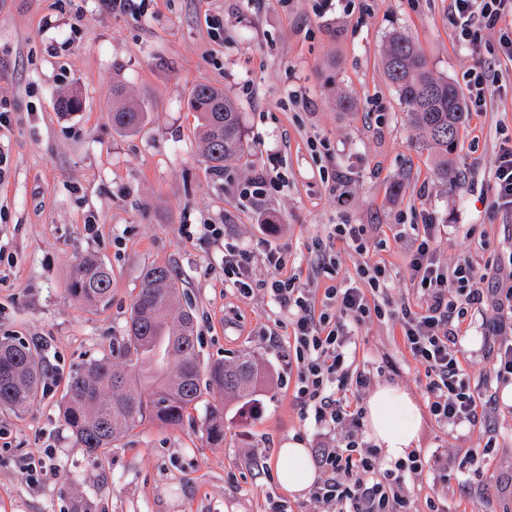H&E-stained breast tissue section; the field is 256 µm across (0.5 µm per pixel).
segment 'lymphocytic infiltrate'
<instances>
[{
  "mask_svg": "<svg viewBox=\"0 0 512 512\" xmlns=\"http://www.w3.org/2000/svg\"><path fill=\"white\" fill-rule=\"evenodd\" d=\"M449 12L473 54L483 50V30L494 28L499 33V57L512 61V0H450ZM492 180V207L512 211L511 140L499 147ZM440 234L439 225L419 227L409 268L422 303L416 308L401 307L394 319L405 345L424 369L430 414L443 426L462 429L489 423L498 409L495 398L475 394L462 366L464 350L458 329L470 308L484 305L493 311L485 326V343L496 351V382H512V261L493 270L491 288H474L469 260L451 268L440 264ZM266 260L275 274L259 281L252 276L246 252L225 248L224 279L245 296L255 288H265L290 316L299 378L297 397L323 431L314 454L323 478L311 491L313 501L323 512H407L405 477L422 476L428 463L415 455L396 462L392 469L378 471L379 450L365 439L363 411L358 405L367 379L350 376L347 365L351 324L386 315L375 298L387 286V266L362 265L360 285L342 288L332 284L318 296L299 287L296 276L285 275L287 259L282 252L267 251Z\"/></svg>",
  "mask_w": 512,
  "mask_h": 512,
  "instance_id": "1",
  "label": "lymphocytic infiltrate"
}]
</instances>
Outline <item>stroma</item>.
<instances>
[{
  "label": "stroma",
  "mask_w": 512,
  "mask_h": 512,
  "mask_svg": "<svg viewBox=\"0 0 512 512\" xmlns=\"http://www.w3.org/2000/svg\"><path fill=\"white\" fill-rule=\"evenodd\" d=\"M313 5L146 0L132 15L103 0H0V92L11 102L10 123L0 127V336L36 343L48 365L27 412L0 410V512H271L276 503L320 512L308 493L284 491L272 468L284 442L311 449L318 434L296 401L288 317L263 291L246 297L225 284V246L249 253L257 279L271 276L265 253L277 247L288 273L319 292L326 279L312 274L313 241L336 224L364 225V251L336 241V279L356 286L360 265L385 263L388 312L420 302L403 226L442 225L441 262L469 259L479 275L512 255V213L490 206L494 156L512 138V91L468 113L456 171L444 181L381 63L387 37L402 30L430 69L466 94L479 60L459 39L449 0H333L320 13ZM214 17L220 29H212ZM118 83L147 108L139 132L112 126ZM200 83L234 101L249 146L247 162L220 173L203 162L189 105ZM335 90L356 109L334 107ZM72 92L82 111L59 112L58 98ZM262 173L275 186L257 210L241 189ZM209 224L224 225V240L208 236ZM87 252L112 269L104 309L69 291L76 259ZM154 264L178 279L201 360L255 354L267 386L245 407L204 391L182 424L142 422L95 459L62 420L66 380L89 355L121 342L142 273ZM489 314L469 310L460 329L463 366L481 392L494 365L482 340ZM354 332L351 372L408 392L421 414L420 455L456 467L469 449L496 440L469 490L409 479V512H427L434 495L447 512H512V403H500L493 433L443 427L394 319H371ZM217 405L224 439L212 443L205 421ZM38 453L48 457L47 475L25 469Z\"/></svg>",
  "instance_id": "obj_1"
}]
</instances>
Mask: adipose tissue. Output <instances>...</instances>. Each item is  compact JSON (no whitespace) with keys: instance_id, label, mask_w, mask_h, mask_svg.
I'll use <instances>...</instances> for the list:
<instances>
[{"instance_id":"obj_1","label":"adipose tissue","mask_w":512,"mask_h":512,"mask_svg":"<svg viewBox=\"0 0 512 512\" xmlns=\"http://www.w3.org/2000/svg\"><path fill=\"white\" fill-rule=\"evenodd\" d=\"M367 423L374 443L382 448L388 461L406 458L419 439L420 412L407 392L396 385H384L370 397ZM275 476L279 484L291 492H301L317 478L308 461V450L298 441H290L277 449Z\"/></svg>"}]
</instances>
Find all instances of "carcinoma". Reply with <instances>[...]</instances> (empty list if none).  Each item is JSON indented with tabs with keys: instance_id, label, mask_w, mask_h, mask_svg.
I'll return each mask as SVG.
<instances>
[{
	"instance_id": "1",
	"label": "carcinoma",
	"mask_w": 512,
	"mask_h": 512,
	"mask_svg": "<svg viewBox=\"0 0 512 512\" xmlns=\"http://www.w3.org/2000/svg\"><path fill=\"white\" fill-rule=\"evenodd\" d=\"M383 70L396 88L412 126L437 158V174L446 181L458 151L466 119L454 85L433 74L417 44L401 31L388 37ZM190 105L198 113L199 139L207 168L244 160V140L234 103L219 89L197 85ZM144 104L127 100L116 87L109 118L112 126L136 132L144 124ZM112 270L94 254L78 257L70 292L94 306L111 301ZM178 280L162 265L144 271L130 309L126 336L110 355H92L69 376L62 416L79 446L99 457L130 428L145 421L178 425L208 388L246 406L261 391L266 371L259 359L242 353L232 361L214 359L202 365L195 316L176 307ZM46 367L40 349L14 336L0 337V408L25 412L36 398ZM205 432L224 439V409L213 408Z\"/></svg>"
}]
</instances>
